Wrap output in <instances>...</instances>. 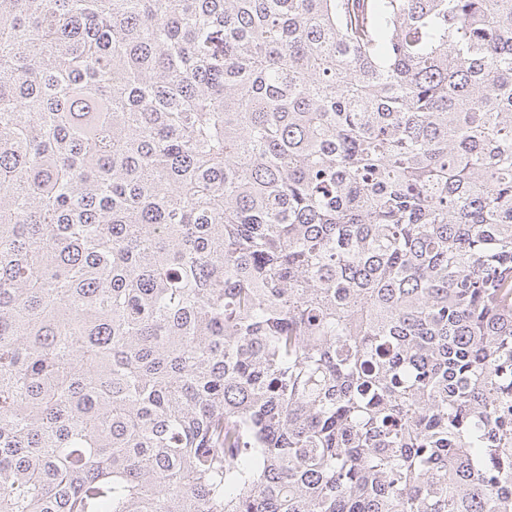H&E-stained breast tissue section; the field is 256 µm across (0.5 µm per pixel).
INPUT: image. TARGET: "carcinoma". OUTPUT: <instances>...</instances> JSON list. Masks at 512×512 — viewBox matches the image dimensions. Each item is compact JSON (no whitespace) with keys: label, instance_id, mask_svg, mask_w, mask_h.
Wrapping results in <instances>:
<instances>
[{"label":"carcinoma","instance_id":"obj_1","mask_svg":"<svg viewBox=\"0 0 512 512\" xmlns=\"http://www.w3.org/2000/svg\"><path fill=\"white\" fill-rule=\"evenodd\" d=\"M0 512H512V0H0Z\"/></svg>","mask_w":512,"mask_h":512}]
</instances>
